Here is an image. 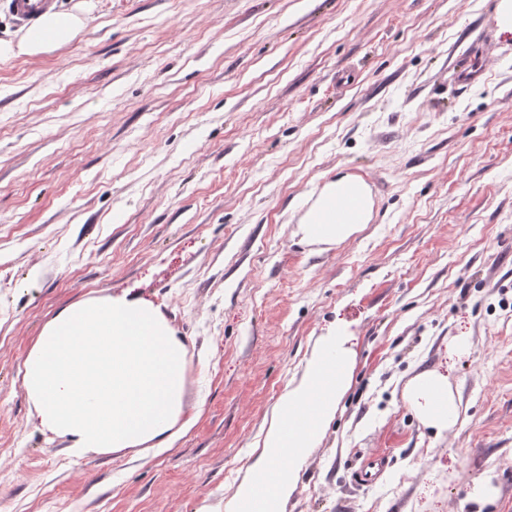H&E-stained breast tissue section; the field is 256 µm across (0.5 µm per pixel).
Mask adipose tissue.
<instances>
[{"label":"adipose tissue","instance_id":"ef3b65f1","mask_svg":"<svg viewBox=\"0 0 512 512\" xmlns=\"http://www.w3.org/2000/svg\"><path fill=\"white\" fill-rule=\"evenodd\" d=\"M80 18L46 15L25 48L38 52L70 41ZM362 179L329 182L302 218L298 232L310 243H339L372 218ZM187 348L159 308L126 294L90 298L60 310L42 329L23 365L32 415L68 438L79 453L164 448L197 418L185 402ZM349 338L337 332L316 342L298 376L272 411L249 476L234 507L281 512L311 448L323 439L352 381ZM403 397L424 427L443 435L462 422L461 402L446 375L425 370Z\"/></svg>","mask_w":512,"mask_h":512}]
</instances>
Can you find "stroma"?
I'll use <instances>...</instances> for the list:
<instances>
[{
  "instance_id": "35a3bbf8",
  "label": "stroma",
  "mask_w": 512,
  "mask_h": 512,
  "mask_svg": "<svg viewBox=\"0 0 512 512\" xmlns=\"http://www.w3.org/2000/svg\"><path fill=\"white\" fill-rule=\"evenodd\" d=\"M494 0H58L31 55L0 0V512H228L336 327L350 389L281 512H512V42ZM369 224L297 232L337 174ZM130 292L187 346L167 448L74 455L21 369L62 308ZM469 340L463 356L456 337ZM447 372L462 426L402 397ZM387 456L380 478L355 473Z\"/></svg>"
}]
</instances>
